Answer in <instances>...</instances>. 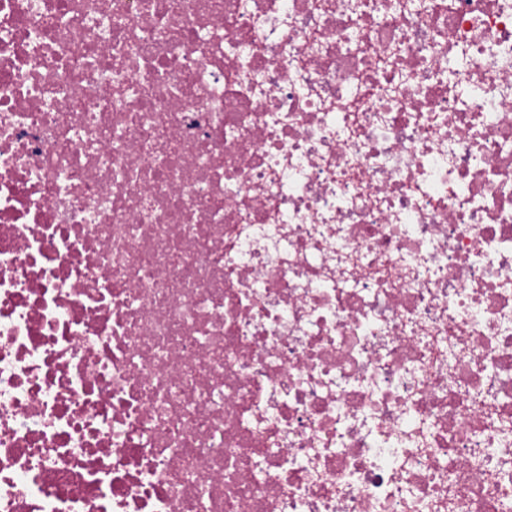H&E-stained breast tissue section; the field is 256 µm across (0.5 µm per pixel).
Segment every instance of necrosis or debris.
I'll use <instances>...</instances> for the list:
<instances>
[{
  "mask_svg": "<svg viewBox=\"0 0 512 512\" xmlns=\"http://www.w3.org/2000/svg\"><path fill=\"white\" fill-rule=\"evenodd\" d=\"M0 512H512V0H0Z\"/></svg>",
  "mask_w": 512,
  "mask_h": 512,
  "instance_id": "obj_1",
  "label": "necrosis or debris"
}]
</instances>
